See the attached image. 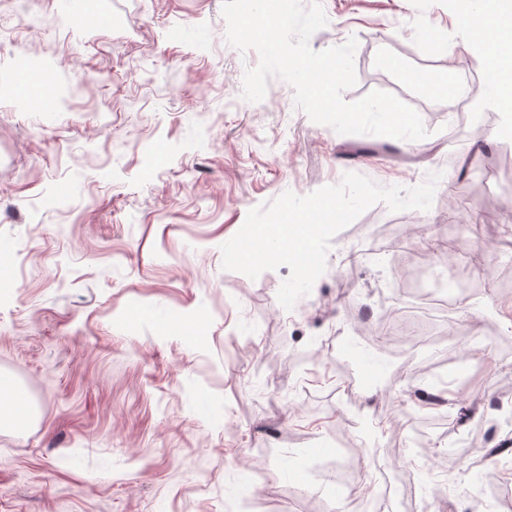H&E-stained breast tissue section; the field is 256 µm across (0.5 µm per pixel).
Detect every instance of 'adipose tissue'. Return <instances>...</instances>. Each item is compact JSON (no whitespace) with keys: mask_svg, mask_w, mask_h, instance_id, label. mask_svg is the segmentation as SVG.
<instances>
[{"mask_svg":"<svg viewBox=\"0 0 512 512\" xmlns=\"http://www.w3.org/2000/svg\"><path fill=\"white\" fill-rule=\"evenodd\" d=\"M472 43L480 50L492 73L490 102L512 112V0H494V5L469 22Z\"/></svg>","mask_w":512,"mask_h":512,"instance_id":"ef3b65f1","label":"adipose tissue"}]
</instances>
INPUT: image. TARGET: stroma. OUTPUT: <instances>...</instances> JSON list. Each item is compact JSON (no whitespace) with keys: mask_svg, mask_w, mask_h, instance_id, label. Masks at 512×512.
I'll return each instance as SVG.
<instances>
[{"mask_svg":"<svg viewBox=\"0 0 512 512\" xmlns=\"http://www.w3.org/2000/svg\"><path fill=\"white\" fill-rule=\"evenodd\" d=\"M320 51L356 37L357 84L396 95L428 136L343 156L345 135L226 41L222 0H0V376L29 401L0 428V512H406L512 500V116L457 0H322ZM97 16L86 24L85 14ZM479 90L464 114L406 75ZM43 80L41 108L16 90ZM379 202L331 240L292 310L289 267L224 270L248 211L365 175ZM368 256L345 261L344 243ZM457 294L432 310L436 289ZM378 500L389 512L403 511L398 482L394 473H384Z\"/></svg>","mask_w":512,"mask_h":512,"instance_id":"obj_1","label":"stroma"}]
</instances>
